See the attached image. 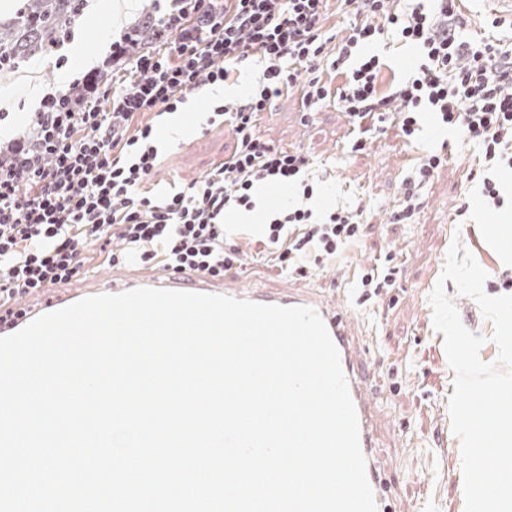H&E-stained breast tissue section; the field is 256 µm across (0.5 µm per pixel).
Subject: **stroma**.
Masks as SVG:
<instances>
[{"label":"stroma","instance_id":"stroma-1","mask_svg":"<svg viewBox=\"0 0 512 512\" xmlns=\"http://www.w3.org/2000/svg\"><path fill=\"white\" fill-rule=\"evenodd\" d=\"M114 2L93 0L75 27L73 40L87 47L89 64H97L113 35L135 18L130 12L113 20ZM84 66L71 59L58 68L45 56L31 59L15 72L0 73V110L34 111L41 92L69 86ZM299 109L298 95H290L276 112L266 115L262 130L277 144L302 148L316 159L312 175L319 189L311 199L313 219L321 220L327 212L357 202L366 206L363 243L347 250L312 283L374 336L376 353L364 371L371 387L388 401L377 411V453L390 485L387 504L391 512H464L461 443L451 429L449 415L454 373L444 351V336L433 327L428 295L455 240L487 272L484 290L488 295H512V247L497 244L484 229L493 220L512 227V182L504 185L501 207L487 206L479 180L470 176L479 167L477 146L460 132L440 128L429 119L420 138L430 149L448 145V164L428 186L426 204L416 223H386L385 213L396 203L408 168L401 159L402 141L390 132L365 150L350 153L341 112L327 106L318 124L305 128L298 121ZM231 145L232 137L224 126L203 121L196 123L190 138L176 146L159 144L161 162L151 179L154 189L200 178L212 163L223 159ZM229 234L242 252L244 287L280 288L287 283L288 273L260 253L261 230L237 224ZM388 255L400 266L395 301L379 312L365 313L357 306L353 291L358 271ZM445 289L454 298L462 324L484 337L481 360L493 362L497 347L491 339L492 323L472 299L457 295L453 281H446Z\"/></svg>","mask_w":512,"mask_h":512}]
</instances>
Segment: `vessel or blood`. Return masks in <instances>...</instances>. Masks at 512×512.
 Instances as JSON below:
<instances>
[{
    "label": "vessel or blood",
    "instance_id": "obj_1",
    "mask_svg": "<svg viewBox=\"0 0 512 512\" xmlns=\"http://www.w3.org/2000/svg\"><path fill=\"white\" fill-rule=\"evenodd\" d=\"M153 287L195 293L227 295L261 304L282 306H308L315 309L325 322L330 336L340 354L341 366L347 378L350 396L355 405L359 438L366 462L367 479L373 490L377 512H386V484L375 459L376 411L381 403L379 394L368 388L358 371L362 360L372 356V349L356 344L352 319L326 299L316 288L291 285L285 288H242L236 274L224 280L185 273L160 274L129 270L118 276L100 275L94 280H82L63 289L57 298L58 305L68 306L87 296L112 292L115 294L137 288Z\"/></svg>",
    "mask_w": 512,
    "mask_h": 512
}]
</instances>
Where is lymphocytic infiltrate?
I'll use <instances>...</instances> for the list:
<instances>
[{"instance_id":"1","label":"lymphocytic infiltrate","mask_w":512,"mask_h":512,"mask_svg":"<svg viewBox=\"0 0 512 512\" xmlns=\"http://www.w3.org/2000/svg\"><path fill=\"white\" fill-rule=\"evenodd\" d=\"M332 16L351 17L348 34L337 35ZM468 26L465 0H150L113 39L102 66L82 77L80 98L53 88L0 144V325L19 317V298L87 273L97 241L112 243L105 259L115 266L154 263L212 278L238 269L224 215L252 208L255 183L314 194L312 157L260 129L277 101L295 92L301 125L328 103L343 112L353 152L388 127L415 141L426 112L465 130L482 148V197L500 204L502 184L491 173L512 169V39L498 38L496 17L480 38L467 36ZM386 33L421 54L416 70L398 72L364 53ZM252 62L262 66L257 88L213 105L233 137L223 160L156 193L155 118ZM445 163L439 152L412 162L389 223L416 221ZM363 213L339 208L316 222L311 210L281 207L265 228V256L302 275L325 267L362 240ZM397 273L382 262L362 268L360 303H382Z\"/></svg>"}]
</instances>
